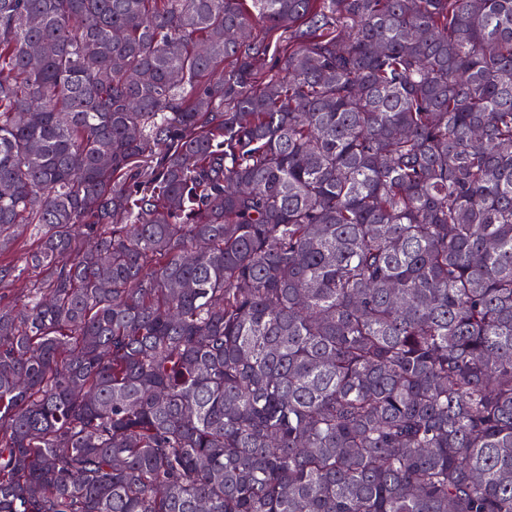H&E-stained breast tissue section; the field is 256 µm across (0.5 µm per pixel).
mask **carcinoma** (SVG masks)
I'll return each instance as SVG.
<instances>
[{"mask_svg": "<svg viewBox=\"0 0 512 512\" xmlns=\"http://www.w3.org/2000/svg\"><path fill=\"white\" fill-rule=\"evenodd\" d=\"M22 225L0 512H512V0H0Z\"/></svg>", "mask_w": 512, "mask_h": 512, "instance_id": "carcinoma-1", "label": "carcinoma"}]
</instances>
